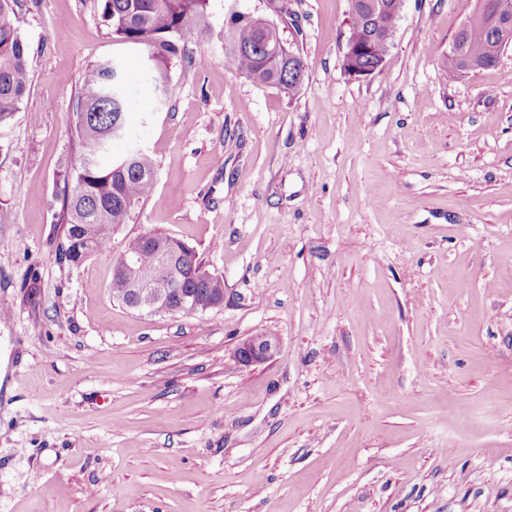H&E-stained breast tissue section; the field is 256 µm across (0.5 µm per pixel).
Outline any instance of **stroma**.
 <instances>
[{"label":"stroma","instance_id":"1","mask_svg":"<svg viewBox=\"0 0 512 512\" xmlns=\"http://www.w3.org/2000/svg\"><path fill=\"white\" fill-rule=\"evenodd\" d=\"M479 3L405 0L381 71L355 79L349 0H209L214 37L166 99L145 71L127 83L152 194L75 267L55 216L82 79L141 55L100 0H21L30 79L0 123V512H512V47L441 66ZM235 10L297 31L295 92L225 63ZM151 229L223 276V308L113 299L114 258ZM260 332L278 353L238 365ZM276 336H269L263 341L250 339V336L240 341L232 351L233 359L244 367L263 363L273 357L279 349Z\"/></svg>","mask_w":512,"mask_h":512}]
</instances>
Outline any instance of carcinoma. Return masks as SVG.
<instances>
[{"label":"carcinoma","mask_w":512,"mask_h":512,"mask_svg":"<svg viewBox=\"0 0 512 512\" xmlns=\"http://www.w3.org/2000/svg\"><path fill=\"white\" fill-rule=\"evenodd\" d=\"M101 18L116 42L140 50L150 60L149 77L156 94L168 93L172 66L192 58L190 46L207 42L212 28L206 21L209 0H100ZM349 36L361 39L378 26L396 24L404 0H349ZM19 0H0V122L19 109L29 79L26 44L11 21ZM486 15L512 26V0H481L479 18ZM231 51L224 53L232 68L255 83L274 85L293 92L306 63L300 51L271 55L261 45L257 17L232 14L224 29ZM453 46L442 55L445 70L463 71L467 59L490 60V32L479 21L460 28ZM383 46L375 41L371 52L357 58L361 67H376ZM130 110L125 95L115 90L112 62L92 64L83 78L80 99L72 121L78 138L77 155L63 175V207L58 216L63 235L58 259L81 265L96 252L111 248L115 230L130 221L134 208L154 190L156 166L145 151L133 147L112 156V143L128 135ZM167 244L169 265L184 289L224 296V278L207 271L195 250L157 230L128 239L113 260L122 265L125 257L139 258L136 277L144 285L165 287L159 262L146 237Z\"/></svg>","instance_id":"1"}]
</instances>
